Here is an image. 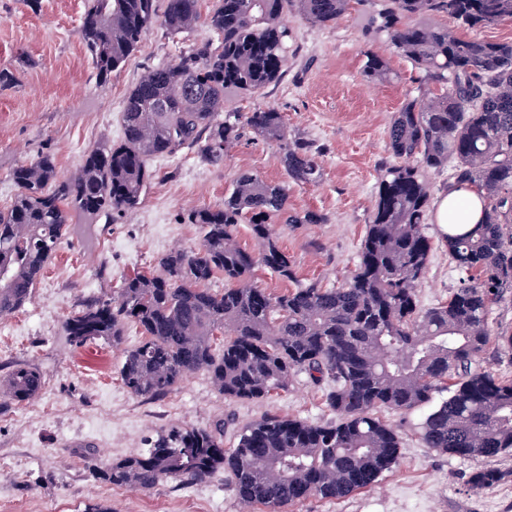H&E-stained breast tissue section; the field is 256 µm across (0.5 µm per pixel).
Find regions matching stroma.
<instances>
[{"instance_id":"35a3bbf8","label":"stroma","mask_w":512,"mask_h":512,"mask_svg":"<svg viewBox=\"0 0 512 512\" xmlns=\"http://www.w3.org/2000/svg\"><path fill=\"white\" fill-rule=\"evenodd\" d=\"M88 0H0V206L16 193L9 171L20 162L52 154L62 174L73 173L90 148L120 142L129 91L148 70L173 61L193 42L208 38L205 27L173 34L154 24L128 63L98 83L80 38ZM384 0H354L335 24L315 26L295 12L288 27V70L263 92L233 100L229 108L250 112L272 106L283 112L289 137L303 138L321 152L323 177L311 186L290 185L289 207L312 210L321 224H279L275 232L295 263L299 280L340 285L358 261L374 205L376 186L389 160L387 131L407 95L425 84L420 70L394 52L385 36L364 35L359 18L377 14ZM383 56L390 80L369 84L360 72L365 51ZM154 177L139 207L81 224L64 240L31 301L0 319V363L39 369L44 384L31 399L0 412V512H84L96 503L112 512H251L238 500L225 473L189 488L161 482L142 493L94 478L89 458L119 460L140 453L151 438L173 427H207L227 419L225 447L237 430L274 412L311 422L333 414L323 387L307 375L265 401L225 403L204 373H197L157 402L131 394L118 374L124 347L140 340L129 331L123 347L97 342L70 345L63 323L85 300L108 298L122 276L153 271L160 256L198 247L202 232L187 223L190 209L224 200L236 173L251 171L269 181L285 180L279 149L244 129L218 165L194 154L154 157ZM432 252L418 289L422 306L446 301L461 274L448 258L440 225H430ZM401 438L400 463L376 485L336 501L311 498L284 512H512V456L459 457L426 448L419 438L423 410L381 411ZM480 468L506 472L500 483L471 490Z\"/></svg>"}]
</instances>
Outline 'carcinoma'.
Returning a JSON list of instances; mask_svg holds the SVG:
<instances>
[{
    "instance_id": "1",
    "label": "carcinoma",
    "mask_w": 512,
    "mask_h": 512,
    "mask_svg": "<svg viewBox=\"0 0 512 512\" xmlns=\"http://www.w3.org/2000/svg\"><path fill=\"white\" fill-rule=\"evenodd\" d=\"M352 0H89L80 35L97 79L121 69L156 21L172 32L203 24L215 37L193 43L170 63L141 76L128 93L124 138L84 153L63 177L42 154L15 165L13 202L0 209V317L30 301L33 288L71 232L74 216L109 218L138 208L154 177L150 160L191 151L220 164L245 126L277 144L287 180L267 181L242 170L218 206L195 208L187 221L203 241L162 256L160 273L122 278L116 296L85 301L63 323L70 344L103 339L117 347L129 325L144 340L123 351L118 372L135 396L166 397L203 372L224 400H265L306 373L327 387L336 419L313 423L268 414L238 431L224 449V420L205 428L176 427L143 453L94 462L97 478L116 487L153 490L227 474L239 501L265 512L315 497L340 500L372 485L398 465L401 440L380 410L430 407L420 439L439 454L486 458L512 455V379L481 366L490 343L512 351V327L494 330L488 316L512 291V42L463 38L438 25L447 14L476 29L512 18V0H386L362 30L384 32L396 52L437 89L407 99L388 131V152L358 263L338 287L298 283L294 262L274 224H322L315 211L288 208V182L315 185L320 151L288 138L273 107L245 114L226 104L279 81L288 67L293 8L309 23L328 26ZM361 76L387 80L386 60L369 50ZM449 171L448 186L475 188L487 204L480 223L450 224L442 235L463 274L448 300L424 308L417 290L432 242L426 233L432 203L427 175ZM247 224L258 250L234 243ZM264 267L296 287L280 295L257 285ZM224 289L210 287L217 277ZM40 372L7 366L0 408L42 388ZM448 397L433 404L434 394ZM507 477L497 469L470 476L473 490Z\"/></svg>"
}]
</instances>
